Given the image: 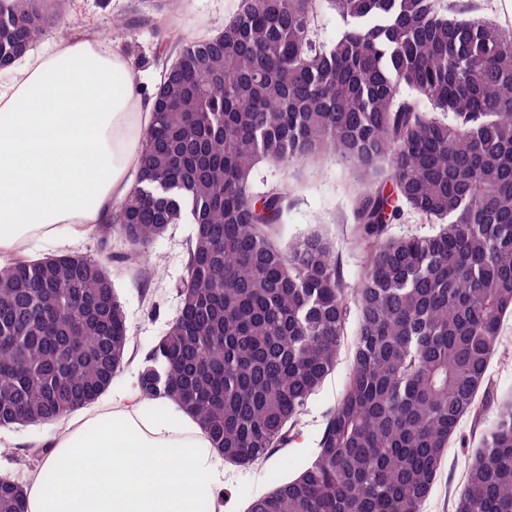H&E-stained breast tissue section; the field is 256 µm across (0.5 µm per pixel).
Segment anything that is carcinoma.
Returning <instances> with one entry per match:
<instances>
[{"mask_svg": "<svg viewBox=\"0 0 512 512\" xmlns=\"http://www.w3.org/2000/svg\"><path fill=\"white\" fill-rule=\"evenodd\" d=\"M342 26L328 43L321 4ZM39 0H0V68L46 32ZM103 237L132 259L195 225L180 312L139 377L202 424L224 461L295 437L359 325L345 388L314 458L247 512H421L463 418L494 401L489 365L512 314V31L448 0H241L216 38L184 40ZM337 157L364 181L357 287L311 234L279 244L288 178L262 163ZM411 217L427 234L388 235ZM90 256L0 267V426L49 423L112 384L131 341ZM0 486V512H25ZM454 512H512V406L500 407Z\"/></svg>", "mask_w": 512, "mask_h": 512, "instance_id": "carcinoma-1", "label": "carcinoma"}]
</instances>
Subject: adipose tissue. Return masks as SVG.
<instances>
[{
    "mask_svg": "<svg viewBox=\"0 0 512 512\" xmlns=\"http://www.w3.org/2000/svg\"><path fill=\"white\" fill-rule=\"evenodd\" d=\"M153 95L117 41L25 53L0 87V264L79 243L132 187ZM224 459L171 400H115L61 422L27 512H220Z\"/></svg>",
    "mask_w": 512,
    "mask_h": 512,
    "instance_id": "ef3b65f1",
    "label": "adipose tissue"
}]
</instances>
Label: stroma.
Returning <instances> with one entry per match:
<instances>
[{
  "label": "stroma",
  "instance_id": "1",
  "mask_svg": "<svg viewBox=\"0 0 512 512\" xmlns=\"http://www.w3.org/2000/svg\"><path fill=\"white\" fill-rule=\"evenodd\" d=\"M239 4L240 0H183L170 24L158 27L151 19L166 13V0H59L43 40L51 43L98 36L110 26L112 19H120L122 25L113 28L114 34L132 66L150 82L172 64L180 40L214 37L237 12ZM256 177L268 183L288 178L290 195L284 240L314 233L321 235L336 251L346 286L356 287L363 265L353 213L358 188L346 169L326 158L286 173L263 164ZM194 232L192 224H174L153 243L149 261L159 264L162 273L149 281L144 280L140 264L126 258V249L116 237L102 238L96 230L74 248L75 253L102 260L132 337L124 365L112 387L115 400L132 404L139 397V375L151 349L177 315L186 244ZM356 322V316H349L336 369L308 400L295 441L265 463L249 467L227 465L229 512H246L254 497L272 488L274 479L285 481L297 477L304 461L314 454L327 415L345 385L352 362ZM500 342V351L493 358L490 371L499 398L512 401V317L502 324ZM495 417V410L490 409L481 420L470 417L463 420L460 432L470 445L462 448L451 444L422 512H453L474 454L473 446ZM55 432V425L50 423L0 427V441L5 444L0 451V477L24 483L28 472L41 463V450Z\"/></svg>",
  "mask_w": 512,
  "mask_h": 512
}]
</instances>
